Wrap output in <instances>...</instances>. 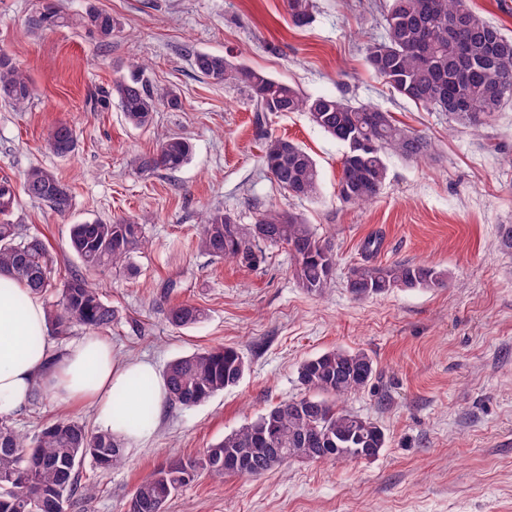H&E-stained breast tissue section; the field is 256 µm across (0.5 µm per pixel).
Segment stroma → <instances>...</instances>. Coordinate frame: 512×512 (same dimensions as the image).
I'll return each mask as SVG.
<instances>
[{"label":"stroma","mask_w":512,"mask_h":512,"mask_svg":"<svg viewBox=\"0 0 512 512\" xmlns=\"http://www.w3.org/2000/svg\"><path fill=\"white\" fill-rule=\"evenodd\" d=\"M71 23L42 32L28 18L42 0H0V49L30 76L33 103L16 112L0 104V179L17 204L10 217L41 237L55 263L57 290L80 270L69 247L72 224L153 215L147 249L134 273L109 267L87 277L115 318L102 335L116 361L143 359L165 371L175 358L231 346L246 369L239 383L192 408L164 405L152 436L128 448L126 465L79 467L92 495L72 498L66 512H127L139 478L195 457L203 448L299 396L300 364L333 348L367 352L376 373L346 401L386 435L371 460L295 462L258 478L200 474L180 488L165 512H512V106L480 135L449 131L444 115L390 92L367 66L362 45L383 35L389 0H313L312 21L294 27L284 0H58ZM120 19L123 31L99 44L79 23L87 6ZM205 51L264 71L303 94H342L388 112L431 139L426 162L387 160L379 197L365 206L337 197L343 148L301 112L270 116L267 129L315 160L318 198L288 196L267 172L260 132L244 90L215 85L195 71ZM143 61L155 92L174 90L178 110L156 112L152 125H129L117 105L93 109ZM73 124L75 152L58 158L44 141L58 123ZM161 132L187 137L190 162L180 171L137 173ZM52 171L72 195L60 215L23 191L26 172ZM294 213L336 253L333 279L319 296L305 292L281 247L257 263L218 261L197 248L203 211L221 208L251 224L269 207ZM376 236V253L362 249ZM396 261L440 270L439 288H397L364 300L346 288L353 266ZM203 308L194 326L171 325L180 302ZM65 415L94 428L93 411L66 409L48 396L12 415L28 436Z\"/></svg>","instance_id":"stroma-1"}]
</instances>
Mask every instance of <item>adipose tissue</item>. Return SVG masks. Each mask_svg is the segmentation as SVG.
Listing matches in <instances>:
<instances>
[{
	"instance_id": "ef3b65f1",
	"label": "adipose tissue",
	"mask_w": 512,
	"mask_h": 512,
	"mask_svg": "<svg viewBox=\"0 0 512 512\" xmlns=\"http://www.w3.org/2000/svg\"><path fill=\"white\" fill-rule=\"evenodd\" d=\"M36 390L68 406L89 404L99 428L128 445L151 436L167 399L154 365L116 364L107 339L83 336L56 350L43 300L0 272V417Z\"/></svg>"
}]
</instances>
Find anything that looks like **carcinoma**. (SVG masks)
<instances>
[{
  "instance_id": "cac0c4a2",
  "label": "carcinoma",
  "mask_w": 512,
  "mask_h": 512,
  "mask_svg": "<svg viewBox=\"0 0 512 512\" xmlns=\"http://www.w3.org/2000/svg\"><path fill=\"white\" fill-rule=\"evenodd\" d=\"M312 7V0H286L288 17L297 27L310 23ZM66 23L68 17L51 0L28 19L37 31ZM80 23L105 44L122 31L118 18L95 7L86 9ZM384 29L383 38L363 45L368 67L400 97L448 115L450 130L475 134L512 103V37L468 7L467 0H390ZM193 65L214 84L232 81L245 88L259 124L278 112H303L315 128L344 146L337 194L346 204L365 205L379 196L387 177V156L416 161L432 156L430 140L397 124L378 107L356 105L343 95L305 96L264 71L233 65L215 53L194 52ZM144 69L136 63L130 77L112 85V97L136 128L148 126L162 107H181L176 93H155ZM30 98L29 77L1 50L0 102L22 110ZM356 138L372 142L373 147L350 151ZM76 145V131L67 123L55 126L46 141V149L58 157L71 155ZM262 152L272 178L288 195L300 199L320 195L316 163L301 146L265 131ZM191 155L190 141L170 134L159 140L155 152L138 157L136 168L142 175L175 172ZM23 188L31 200L59 214L72 208L69 189L47 169H30ZM16 203L12 184L1 180L0 271H7L33 293L44 294L52 288L53 256L41 238L23 233L10 221ZM148 223L145 218L140 222L119 218L73 224L70 248L89 270L110 266L131 273L133 255L146 244ZM262 245L288 248L296 279L307 293L317 296L327 288L336 255L302 218L275 208L261 212L248 225L220 208L209 209L202 217L198 248L217 260L246 262ZM443 285L442 271L405 262L354 266L347 280L348 291L357 299L395 288ZM114 317L112 307L101 301L84 275L74 272L61 289L58 308L50 311L48 322L56 335L68 336L75 325L102 329ZM204 317V311L190 303L177 305L167 314L176 327L193 326ZM245 368L243 356L233 347L180 357L165 372L167 400L183 408L200 405L235 386ZM374 371L373 360L363 351L332 349L305 360L298 370L304 393L277 404L197 457L146 474L135 488L128 512H165L173 495L201 473L218 478L259 477L296 461L377 457L386 444L383 430L339 405L345 396L365 388ZM235 455L248 458L246 470H224V459ZM87 458L109 470L125 464L127 452L111 434L92 432L68 418L47 423L29 438L1 417L0 512H64L67 501L88 491V486L78 482L79 465Z\"/></svg>"
}]
</instances>
